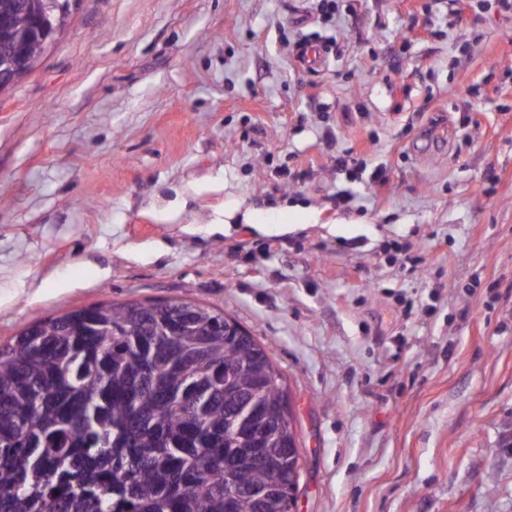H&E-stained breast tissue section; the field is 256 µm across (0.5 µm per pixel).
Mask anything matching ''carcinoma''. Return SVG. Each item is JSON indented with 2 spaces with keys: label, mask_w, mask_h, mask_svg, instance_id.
Listing matches in <instances>:
<instances>
[{
  "label": "carcinoma",
  "mask_w": 512,
  "mask_h": 512,
  "mask_svg": "<svg viewBox=\"0 0 512 512\" xmlns=\"http://www.w3.org/2000/svg\"><path fill=\"white\" fill-rule=\"evenodd\" d=\"M14 37L35 53L29 18ZM216 309L165 301L71 309L35 318L0 344V512H287L274 491L240 496L229 487L276 485L288 449L257 464L230 425L259 383L267 416L279 411L277 370L251 340L215 327ZM177 333L176 367L165 351ZM230 371L232 383L211 376ZM192 380L209 392L168 400L165 388Z\"/></svg>",
  "instance_id": "carcinoma-1"
}]
</instances>
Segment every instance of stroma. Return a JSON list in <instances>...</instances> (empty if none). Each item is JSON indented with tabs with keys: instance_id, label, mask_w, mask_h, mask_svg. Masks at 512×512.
Listing matches in <instances>:
<instances>
[{
	"instance_id": "1",
	"label": "stroma",
	"mask_w": 512,
	"mask_h": 512,
	"mask_svg": "<svg viewBox=\"0 0 512 512\" xmlns=\"http://www.w3.org/2000/svg\"><path fill=\"white\" fill-rule=\"evenodd\" d=\"M337 3L72 0L0 94V343L200 302L282 374L293 512H512V17Z\"/></svg>"
}]
</instances>
